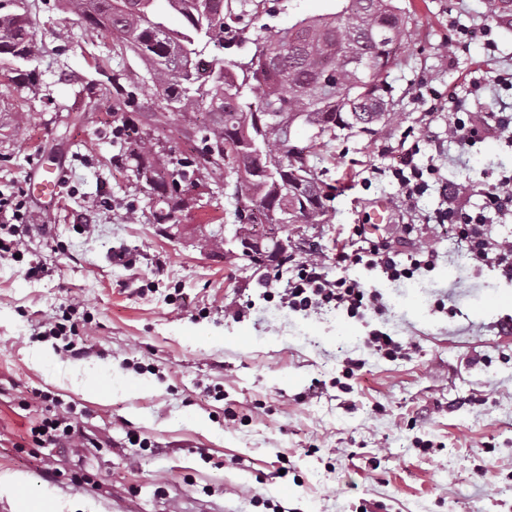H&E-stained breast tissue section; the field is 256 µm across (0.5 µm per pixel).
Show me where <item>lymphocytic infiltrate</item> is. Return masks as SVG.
<instances>
[{"mask_svg":"<svg viewBox=\"0 0 512 512\" xmlns=\"http://www.w3.org/2000/svg\"><path fill=\"white\" fill-rule=\"evenodd\" d=\"M449 109L452 134L468 146L512 128L511 112L500 111L487 118L465 111L463 103L455 99L451 100ZM420 153L419 144L411 143L404 151L401 165L391 171L392 179L408 200L422 195L430 181L441 178L440 166L432 160L420 162ZM466 191L465 184L448 183L444 188L445 206L435 212L433 223L453 225L458 245L465 248L476 265L495 268L502 277L512 281V243L496 240L486 217L490 211L512 214V177L502 178L488 188L483 209L479 212L468 209ZM354 234L359 241L358 247L341 246L332 255L336 269L341 272L340 277L329 279L323 263L314 256L298 265L284 294L289 308L306 311L331 305L357 316L374 309L376 297L366 291L362 282L347 277V270L361 265L380 270L388 280L397 281L412 277L419 270L430 269L436 259L434 252L419 251L403 263L397 261L390 245L368 239L365 225H355ZM33 400L43 407L40 421L29 430L35 445L55 446L79 437L80 427L71 409L49 403L47 396L42 394L34 395Z\"/></svg>","mask_w":512,"mask_h":512,"instance_id":"lymphocytic-infiltrate-1","label":"lymphocytic infiltrate"}]
</instances>
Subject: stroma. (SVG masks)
Listing matches in <instances>:
<instances>
[{"label":"stroma","mask_w":512,"mask_h":512,"mask_svg":"<svg viewBox=\"0 0 512 512\" xmlns=\"http://www.w3.org/2000/svg\"><path fill=\"white\" fill-rule=\"evenodd\" d=\"M395 4L406 37L387 77L388 117L374 134L340 131L315 147L331 218L295 226L291 262L308 243L327 254L349 244L379 199L394 208L373 240L438 257L408 282L353 268L381 304L354 317L292 310L287 274L225 261L235 203L223 194L188 192L173 221L154 223L155 199L112 137L113 76L133 92L125 118L155 109L140 61L59 0H36L38 83L0 78V196H23L31 219L18 255H0V471L24 479L18 495H0V512H18L20 495L49 497L57 512H512V335L499 331L512 282L473 266L448 225L428 223L443 203L438 184L407 205L388 175L407 130L423 154L441 145V175L472 183V208L512 175L507 135L461 148L440 109L455 96L495 112L512 98L470 93L471 79L512 68V27L488 0ZM337 6L224 0L246 41L219 55L245 58L254 39ZM455 22L496 23L494 57L478 39L453 51ZM58 171L57 197L42 198L34 177ZM66 310L87 354L65 356L44 335ZM377 330L403 354L371 349ZM90 381L102 398L86 394ZM36 392L86 411L96 447L29 446L38 415L19 402Z\"/></svg>","instance_id":"1"}]
</instances>
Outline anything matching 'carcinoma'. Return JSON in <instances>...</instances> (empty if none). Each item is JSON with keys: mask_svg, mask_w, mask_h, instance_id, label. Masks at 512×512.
I'll use <instances>...</instances> for the list:
<instances>
[{"mask_svg": "<svg viewBox=\"0 0 512 512\" xmlns=\"http://www.w3.org/2000/svg\"><path fill=\"white\" fill-rule=\"evenodd\" d=\"M61 3L86 24L107 29L116 46L137 56L154 87L157 111L140 126L127 122L113 129L133 172L165 182L155 170L158 141H171L163 119L168 114L190 119L203 111L210 121L191 132L201 147L172 178L186 184L203 170L226 187L231 177L263 211H284L294 182L316 180L310 164L315 142L299 145L287 136L288 128L309 118L322 137L338 129L374 132L375 116L390 94L388 71L405 36L393 0H339L333 13L301 18L272 41H255L245 61L214 58L206 66L202 58L209 47L222 49L240 38L225 22L224 0H153L149 7L143 0ZM169 12L183 18L182 27L166 24ZM36 52L32 0H0V72L35 83L29 65ZM255 116L262 127L250 129L279 168L276 184L262 179L255 159L235 145L239 130ZM182 204L171 190L153 212L154 222L168 223ZM296 205L307 212V223H328L319 186L296 198Z\"/></svg>", "mask_w": 512, "mask_h": 512, "instance_id": "1", "label": "carcinoma"}]
</instances>
